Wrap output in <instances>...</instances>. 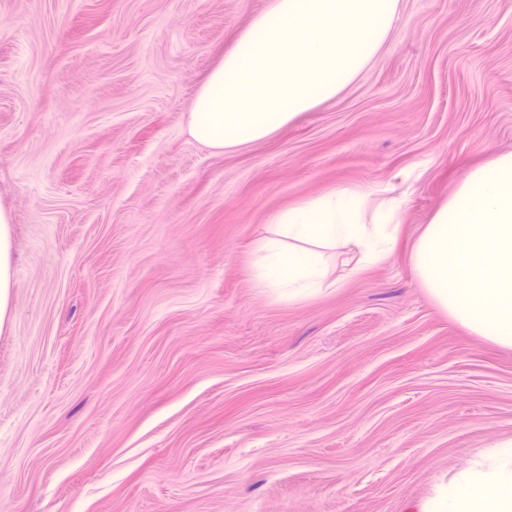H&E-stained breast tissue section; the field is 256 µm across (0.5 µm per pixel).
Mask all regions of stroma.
<instances>
[{"instance_id": "35a3bbf8", "label": "stroma", "mask_w": 512, "mask_h": 512, "mask_svg": "<svg viewBox=\"0 0 512 512\" xmlns=\"http://www.w3.org/2000/svg\"><path fill=\"white\" fill-rule=\"evenodd\" d=\"M269 0H0V512H409L512 436V349L416 282L415 238L512 151V0H400L335 100L249 147L186 128ZM385 184L398 238L298 302L258 288L272 214ZM12 280L11 215L0 203V332L10 324Z\"/></svg>"}]
</instances>
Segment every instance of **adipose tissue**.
<instances>
[{
	"label": "adipose tissue",
	"mask_w": 512,
	"mask_h": 512,
	"mask_svg": "<svg viewBox=\"0 0 512 512\" xmlns=\"http://www.w3.org/2000/svg\"><path fill=\"white\" fill-rule=\"evenodd\" d=\"M399 0H271L205 77L188 132L219 150L262 142L336 98L386 41ZM383 185L332 188L276 212L253 246L255 280L272 298L320 295L337 246L382 261L397 238V203ZM378 207H371L373 198ZM11 215L0 206V330L10 324ZM415 512H512V437L440 477Z\"/></svg>",
	"instance_id": "adipose-tissue-1"
}]
</instances>
